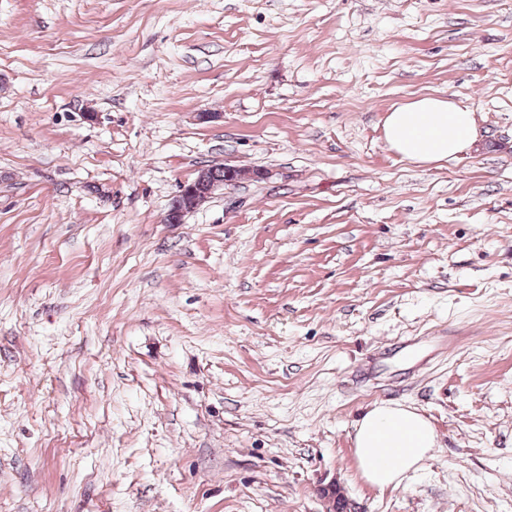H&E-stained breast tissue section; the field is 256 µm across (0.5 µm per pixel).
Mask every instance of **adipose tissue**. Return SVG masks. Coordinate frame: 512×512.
Listing matches in <instances>:
<instances>
[{
	"instance_id": "1",
	"label": "adipose tissue",
	"mask_w": 512,
	"mask_h": 512,
	"mask_svg": "<svg viewBox=\"0 0 512 512\" xmlns=\"http://www.w3.org/2000/svg\"><path fill=\"white\" fill-rule=\"evenodd\" d=\"M384 136L402 159L433 164L458 159L478 130L469 107L429 95L388 112ZM354 446L362 477L382 490L399 486L409 472L421 469L437 446V433L419 412L378 403L358 422Z\"/></svg>"
}]
</instances>
